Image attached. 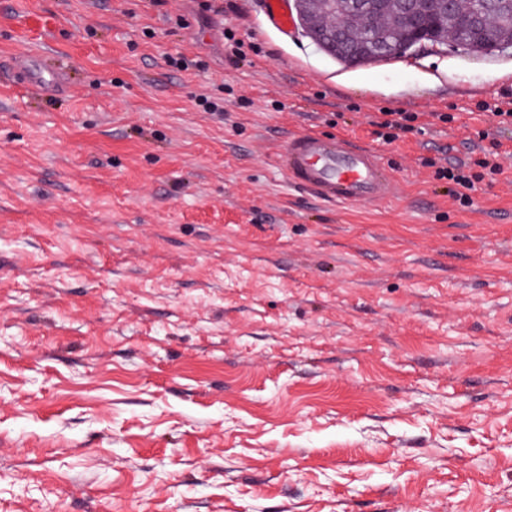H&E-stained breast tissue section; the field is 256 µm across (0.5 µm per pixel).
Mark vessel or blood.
<instances>
[{
	"instance_id": "b4317fda",
	"label": "vessel or blood",
	"mask_w": 512,
	"mask_h": 512,
	"mask_svg": "<svg viewBox=\"0 0 512 512\" xmlns=\"http://www.w3.org/2000/svg\"><path fill=\"white\" fill-rule=\"evenodd\" d=\"M260 10L281 31L293 25L288 0H260ZM15 64L22 77L41 91H63L61 68L43 66L33 55L16 59ZM277 164L292 184L327 202H376L396 193V182L380 156L342 136L324 138L307 132L288 137L280 146Z\"/></svg>"
}]
</instances>
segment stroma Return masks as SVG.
Segmentation results:
<instances>
[{
	"instance_id": "obj_1",
	"label": "stroma",
	"mask_w": 512,
	"mask_h": 512,
	"mask_svg": "<svg viewBox=\"0 0 512 512\" xmlns=\"http://www.w3.org/2000/svg\"><path fill=\"white\" fill-rule=\"evenodd\" d=\"M497 105L512 50L347 67L254 0H0V512H512ZM303 131L376 150L398 198L291 184ZM482 158L461 206L433 166ZM15 64L22 77L41 91L59 93L64 90L62 68L45 67L42 65L41 59L33 55L15 59ZM389 118L380 123V126L390 130L386 133V139L393 141L399 138L400 133H407L414 129L409 124L417 119V115L411 112H385Z\"/></svg>"
}]
</instances>
